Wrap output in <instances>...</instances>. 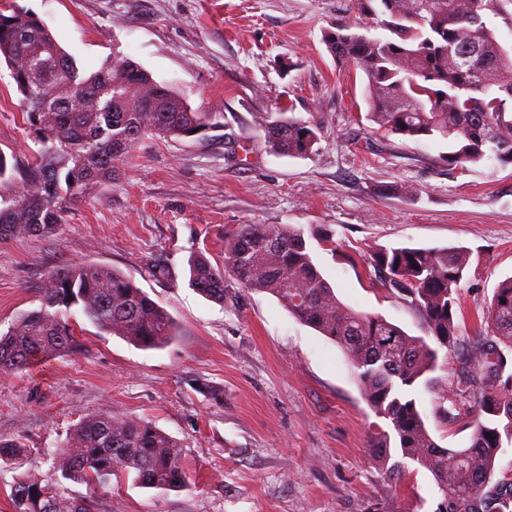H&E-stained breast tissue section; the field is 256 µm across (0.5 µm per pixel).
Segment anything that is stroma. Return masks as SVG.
<instances>
[{
  "mask_svg": "<svg viewBox=\"0 0 512 512\" xmlns=\"http://www.w3.org/2000/svg\"><path fill=\"white\" fill-rule=\"evenodd\" d=\"M14 5L42 20L82 74L127 57L224 118L193 138L143 139L54 234L0 240V333L38 306L48 270L78 262L119 269L176 321L173 339L153 349L89 326L77 351L0 376V441L27 447L0 466V512H12L14 481L33 473L91 512H438L428 472L397 452L387 466L373 461L369 438L389 424L362 398L343 350L268 294L241 290L232 307L203 298L187 261L201 251L223 265L224 234L243 224L329 235L334 247L312 252L340 300L420 336L419 317L383 290L369 253L464 246L472 258L457 321L469 343L512 276V165L452 170L447 140L378 130L364 74L323 42L355 19L353 0H0ZM282 112L317 125L310 156L267 143ZM40 148L1 62L0 202ZM158 261L169 270L160 280L148 272ZM410 395L440 446H469L468 419H444L424 385ZM91 413L140 417L174 437L189 487L145 488L124 473L105 486L58 482L45 451Z\"/></svg>",
  "mask_w": 512,
  "mask_h": 512,
  "instance_id": "1",
  "label": "stroma"
}]
</instances>
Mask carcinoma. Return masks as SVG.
Here are the masks:
<instances>
[{
	"mask_svg": "<svg viewBox=\"0 0 512 512\" xmlns=\"http://www.w3.org/2000/svg\"><path fill=\"white\" fill-rule=\"evenodd\" d=\"M379 2L384 18L376 26L388 36L345 22L324 38L338 62L366 76L365 95L378 129L450 141L448 165L454 168L485 159L512 164V54L484 20L499 0ZM1 58L42 144L22 172V191L0 208L1 240L53 233L70 206L112 180L115 164L141 139L189 138L216 125L218 113L192 110L126 57L82 75L43 22L21 7L0 11ZM267 138L283 153L307 156L318 128L288 118L271 125ZM471 257L463 246L371 250L370 265L384 290L419 316L423 336L344 304L315 264L303 229L291 224H242L224 234V269L200 253L190 257L188 272L191 288L212 301H236V284L269 294L342 348L364 401L392 428L370 438L378 464H386L394 447L426 469L444 512H512V474L495 477L504 444L512 445V277L499 284L483 315V342L465 359L473 401L448 396L444 377L428 379L441 386L438 410L444 416L454 419L463 410L472 417L470 446L441 447L409 395L427 374L444 368L439 359L462 348L455 305ZM78 312L99 331L147 349L175 332L171 315L121 271L75 263L49 271L39 306L17 314L0 336V375L74 351ZM47 456L66 481L106 485L123 472L147 488L176 490L188 483L180 444L136 418L86 415ZM9 498L13 512H91L35 475L16 481Z\"/></svg>",
	"mask_w": 512,
	"mask_h": 512,
	"instance_id": "cac0c4a2",
	"label": "carcinoma"
}]
</instances>
